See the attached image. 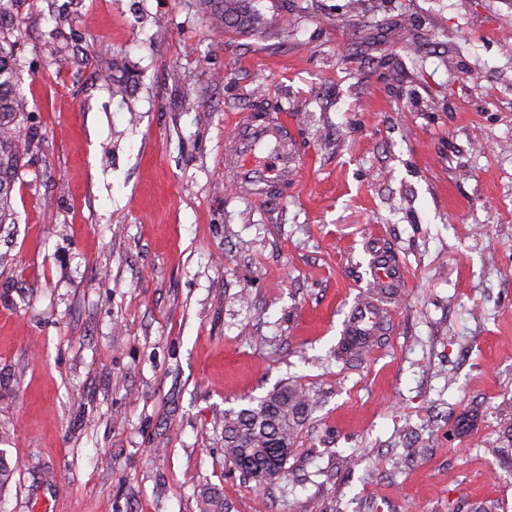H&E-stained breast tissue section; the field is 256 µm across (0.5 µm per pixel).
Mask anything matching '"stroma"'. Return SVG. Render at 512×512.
I'll list each match as a JSON object with an SVG mask.
<instances>
[{"instance_id": "1", "label": "stroma", "mask_w": 512, "mask_h": 512, "mask_svg": "<svg viewBox=\"0 0 512 512\" xmlns=\"http://www.w3.org/2000/svg\"><path fill=\"white\" fill-rule=\"evenodd\" d=\"M17 0L31 148L0 226V512H448L512 470V0ZM126 80L116 97L110 82ZM297 118L285 197L235 198L226 135ZM383 345L334 349L377 253ZM317 403L284 479L224 414ZM253 0H208L211 4L212 22L225 31L245 28L257 30L266 23L265 17L250 4ZM379 264L376 269V278L368 288H397L400 280L398 267L388 255H378Z\"/></svg>"}]
</instances>
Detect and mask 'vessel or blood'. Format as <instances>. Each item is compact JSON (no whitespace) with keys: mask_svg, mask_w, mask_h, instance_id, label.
Listing matches in <instances>:
<instances>
[{"mask_svg":"<svg viewBox=\"0 0 512 512\" xmlns=\"http://www.w3.org/2000/svg\"><path fill=\"white\" fill-rule=\"evenodd\" d=\"M294 128L293 116L285 111L238 121L224 150V171L231 190L241 196L271 199L294 184L301 165ZM399 280L395 263L389 256H381L374 286L394 288Z\"/></svg>","mask_w":512,"mask_h":512,"instance_id":"1","label":"vessel or blood"}]
</instances>
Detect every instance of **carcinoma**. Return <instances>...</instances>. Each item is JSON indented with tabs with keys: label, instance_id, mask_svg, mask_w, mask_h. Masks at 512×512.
<instances>
[{
	"label": "carcinoma",
	"instance_id": "obj_1",
	"mask_svg": "<svg viewBox=\"0 0 512 512\" xmlns=\"http://www.w3.org/2000/svg\"><path fill=\"white\" fill-rule=\"evenodd\" d=\"M17 0H0V225L15 223L12 193L27 154L20 116L24 112L17 48L23 38L20 27L5 26L1 20L13 13ZM212 22L226 31L257 30L265 17L251 6L252 0H208ZM386 311L379 307L362 325L347 321L336 344V360L345 364L363 359L383 339ZM313 391L293 384H281L263 398L224 416V459L236 470L258 482L274 481L284 473L305 419L313 407ZM16 467L0 448V490L8 486ZM499 503L484 499L476 503L459 501L448 512H498ZM200 512H228L224 499L213 494L200 501Z\"/></svg>",
	"mask_w": 512,
	"mask_h": 512
}]
</instances>
